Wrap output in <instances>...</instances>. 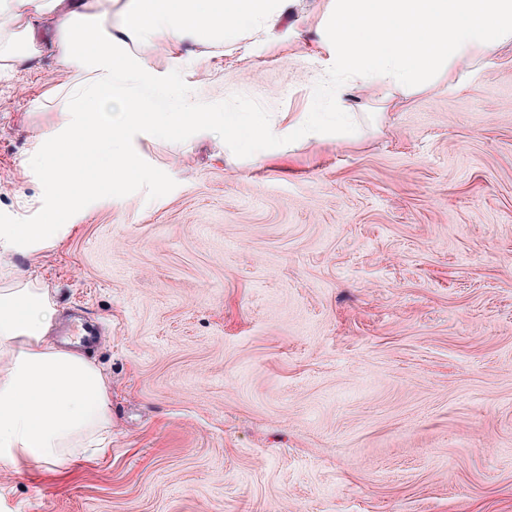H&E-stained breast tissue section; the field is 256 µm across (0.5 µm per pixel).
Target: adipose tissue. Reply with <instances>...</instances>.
<instances>
[{
  "instance_id": "1",
  "label": "adipose tissue",
  "mask_w": 512,
  "mask_h": 512,
  "mask_svg": "<svg viewBox=\"0 0 512 512\" xmlns=\"http://www.w3.org/2000/svg\"><path fill=\"white\" fill-rule=\"evenodd\" d=\"M288 0H0V68L20 67L44 52L74 80L47 95L73 112H96L92 140L76 147L60 138L44 162L58 205L76 180L105 183L136 169L125 139L135 129L159 134L191 124L240 130L239 112L205 109L167 84L146 57L131 52L142 35L220 44L274 25ZM58 225L1 224L0 254L21 244L56 239ZM54 295L16 278L0 285V467H32L57 474L101 454L112 439V390L106 375L52 335Z\"/></svg>"
}]
</instances>
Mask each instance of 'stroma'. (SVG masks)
Segmentation results:
<instances>
[{"label":"stroma","mask_w":512,"mask_h":512,"mask_svg":"<svg viewBox=\"0 0 512 512\" xmlns=\"http://www.w3.org/2000/svg\"><path fill=\"white\" fill-rule=\"evenodd\" d=\"M330 0L268 32L131 44L204 104L278 129L326 75ZM180 65H172V54ZM290 155L233 133L130 132L132 177L57 207L36 146L94 114L73 75L0 71V225L57 209L7 258L104 332L112 447L66 476L0 469V512H512V44Z\"/></svg>","instance_id":"stroma-1"}]
</instances>
